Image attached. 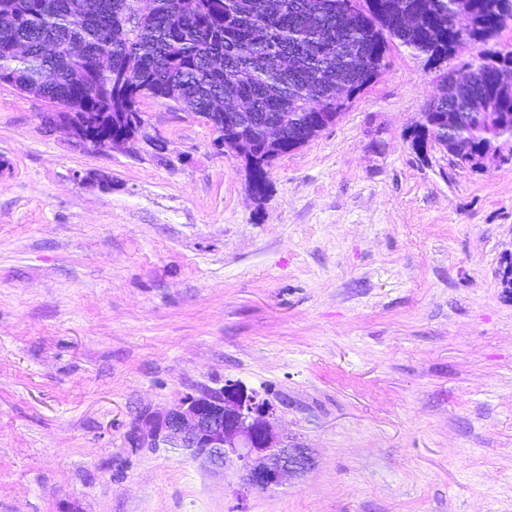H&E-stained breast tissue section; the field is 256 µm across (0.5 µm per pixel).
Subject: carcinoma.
Listing matches in <instances>:
<instances>
[{
    "instance_id": "obj_1",
    "label": "carcinoma",
    "mask_w": 512,
    "mask_h": 512,
    "mask_svg": "<svg viewBox=\"0 0 512 512\" xmlns=\"http://www.w3.org/2000/svg\"><path fill=\"white\" fill-rule=\"evenodd\" d=\"M422 17L408 31L388 18L386 0H154L138 16L137 0H0V81L66 105L76 121L89 122V135L136 134L143 97L172 99L186 112L233 113L225 128H236L256 147L257 177L268 190L263 128L288 113L281 150L301 136L314 112L340 115L377 77L389 43H399L427 60L448 58L454 39V0H401ZM469 37L485 42L512 20V0H473ZM112 69L77 91L69 75L97 57ZM493 54L481 51L485 66L479 83L465 91L442 93L430 106L433 126L423 133L436 144L448 138L465 143L469 153L491 151L512 142V103L496 135L481 134L472 120L450 128L448 111L465 116L476 96L498 92L500 69ZM228 71L244 74L242 83L225 82Z\"/></svg>"
}]
</instances>
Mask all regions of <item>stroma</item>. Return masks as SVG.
I'll use <instances>...</instances> for the list:
<instances>
[{
	"label": "stroma",
	"instance_id": "1",
	"mask_svg": "<svg viewBox=\"0 0 512 512\" xmlns=\"http://www.w3.org/2000/svg\"><path fill=\"white\" fill-rule=\"evenodd\" d=\"M479 50L392 43L260 200L168 101L140 104L157 154L77 144L0 85V512H512V161L412 142ZM227 380L313 470L257 491L130 445Z\"/></svg>",
	"mask_w": 512,
	"mask_h": 512
}]
</instances>
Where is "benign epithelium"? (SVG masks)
Returning a JSON list of instances; mask_svg holds the SVG:
<instances>
[{
  "label": "benign epithelium",
  "instance_id": "7a95c632",
  "mask_svg": "<svg viewBox=\"0 0 512 512\" xmlns=\"http://www.w3.org/2000/svg\"><path fill=\"white\" fill-rule=\"evenodd\" d=\"M506 105L505 95L482 99L475 111L494 126L498 108ZM331 117H317L295 147L300 148L331 126ZM42 121L66 129L83 144L96 141L82 137L64 112H45ZM219 150L240 160L252 173L255 152L245 137L226 135L216 139ZM501 287L512 290V251L506 253L499 272ZM278 407L238 381L228 380L220 388L181 396L162 410H145L129 434L135 448H163L178 453L211 472L228 470L240 474L244 486L268 491L297 475L312 470L316 459L308 448L276 427Z\"/></svg>",
  "mask_w": 512,
  "mask_h": 512
}]
</instances>
